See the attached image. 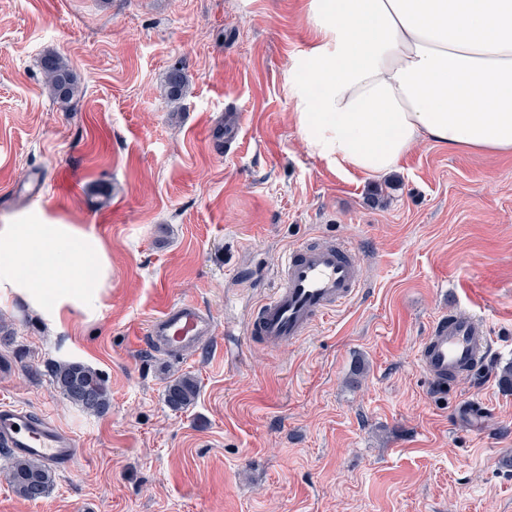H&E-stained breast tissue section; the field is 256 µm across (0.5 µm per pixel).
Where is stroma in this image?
Here are the masks:
<instances>
[{
	"label": "stroma",
	"instance_id": "obj_1",
	"mask_svg": "<svg viewBox=\"0 0 512 512\" xmlns=\"http://www.w3.org/2000/svg\"><path fill=\"white\" fill-rule=\"evenodd\" d=\"M306 2L0 0V224L91 228L112 261L91 319L53 328L0 298V404L78 446L36 502L1 453L0 512H512V154L425 143L382 177L320 155L290 93L315 42ZM52 52L80 79L65 105L44 86ZM337 239L361 258L359 294L295 344L247 338L288 250ZM172 300L205 308L224 345L138 348ZM448 311L495 345L440 393L417 351ZM58 360L102 373L104 414L53 388ZM185 373L199 394L175 410L165 388Z\"/></svg>",
	"mask_w": 512,
	"mask_h": 512
}]
</instances>
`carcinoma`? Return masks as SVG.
<instances>
[{"label": "carcinoma", "instance_id": "1", "mask_svg": "<svg viewBox=\"0 0 512 512\" xmlns=\"http://www.w3.org/2000/svg\"><path fill=\"white\" fill-rule=\"evenodd\" d=\"M40 67L51 97L60 102L70 101L77 92L78 80L67 59L60 53H49L41 58ZM165 89L170 101L179 103L186 91V77L181 68L169 71ZM50 378L54 389L81 410L102 414L108 409L107 381L92 367L79 361L55 362L50 367ZM198 390L194 376L181 375L167 386V403L176 410L183 409L196 399ZM8 481L17 497L35 501L48 494L54 485V475L52 469L37 458H16L8 470Z\"/></svg>", "mask_w": 512, "mask_h": 512}]
</instances>
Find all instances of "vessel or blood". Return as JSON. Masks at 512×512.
I'll list each match as a JSON object with an SVG mask.
<instances>
[{"label":"vessel or blood","instance_id":"obj_1","mask_svg":"<svg viewBox=\"0 0 512 512\" xmlns=\"http://www.w3.org/2000/svg\"><path fill=\"white\" fill-rule=\"evenodd\" d=\"M362 282V262L349 243L290 249L245 332L271 342L295 343L315 321L348 303ZM215 335L211 315L198 304L171 301L147 325L139 344L173 355L210 342ZM492 348L479 316L442 315L421 344L418 364L434 388L443 391L450 376L480 371ZM0 449L60 467L71 465L77 455L72 436L17 406H0Z\"/></svg>","mask_w":512,"mask_h":512}]
</instances>
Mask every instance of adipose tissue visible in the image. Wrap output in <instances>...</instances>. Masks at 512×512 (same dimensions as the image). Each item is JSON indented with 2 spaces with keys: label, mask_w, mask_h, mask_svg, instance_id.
<instances>
[{
  "label": "adipose tissue",
  "mask_w": 512,
  "mask_h": 512,
  "mask_svg": "<svg viewBox=\"0 0 512 512\" xmlns=\"http://www.w3.org/2000/svg\"><path fill=\"white\" fill-rule=\"evenodd\" d=\"M307 14L319 35L309 79L321 94L293 95L320 153L380 176L423 142L512 152V0H309ZM111 280L95 231L0 224V297L23 299L49 326L96 314Z\"/></svg>",
  "instance_id": "ef3b65f1"
}]
</instances>
